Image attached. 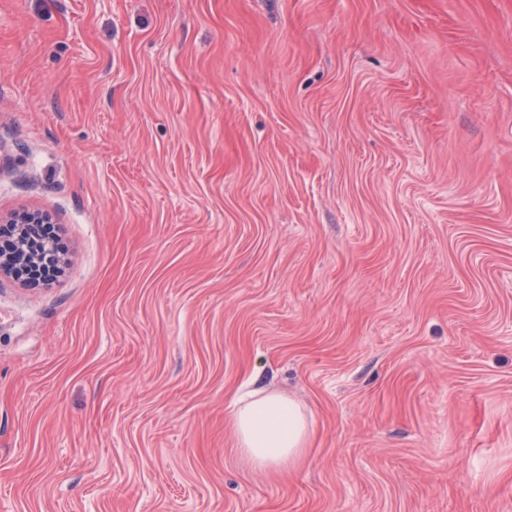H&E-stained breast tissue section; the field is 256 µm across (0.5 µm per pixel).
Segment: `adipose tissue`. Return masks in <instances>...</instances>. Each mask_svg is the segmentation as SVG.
<instances>
[{"instance_id":"1","label":"adipose tissue","mask_w":512,"mask_h":512,"mask_svg":"<svg viewBox=\"0 0 512 512\" xmlns=\"http://www.w3.org/2000/svg\"><path fill=\"white\" fill-rule=\"evenodd\" d=\"M240 453L256 470L296 465L308 442V420L301 406L284 396L260 394L234 403L228 413Z\"/></svg>"}]
</instances>
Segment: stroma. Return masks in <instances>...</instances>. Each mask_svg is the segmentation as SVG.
Here are the masks:
<instances>
[{"label": "stroma", "mask_w": 512, "mask_h": 512, "mask_svg": "<svg viewBox=\"0 0 512 512\" xmlns=\"http://www.w3.org/2000/svg\"><path fill=\"white\" fill-rule=\"evenodd\" d=\"M23 209L0 512H512V0H0ZM53 234V229L49 225L43 224L40 234L30 236L29 246L32 257L17 269L19 276H25L31 282H38L48 280L59 273L57 271L58 262L53 256V252L51 255L44 253L40 247L43 241L52 240ZM240 453L256 470L296 465L308 442V420L301 406L284 396L260 394L234 403L228 413Z\"/></svg>", "instance_id": "stroma-1"}]
</instances>
